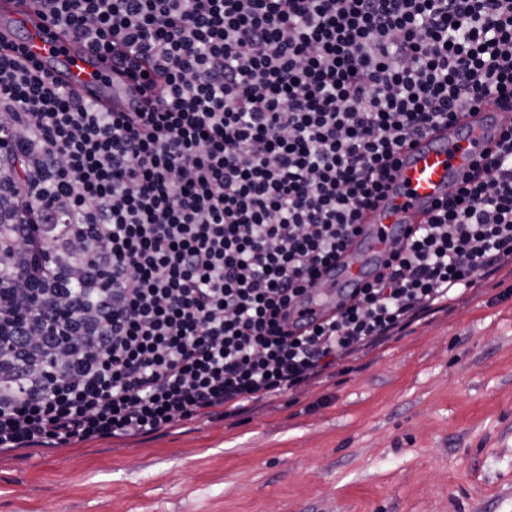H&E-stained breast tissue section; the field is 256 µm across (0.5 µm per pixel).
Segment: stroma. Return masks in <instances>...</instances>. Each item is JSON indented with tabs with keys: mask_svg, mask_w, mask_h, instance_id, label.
I'll list each match as a JSON object with an SVG mask.
<instances>
[{
	"mask_svg": "<svg viewBox=\"0 0 512 512\" xmlns=\"http://www.w3.org/2000/svg\"><path fill=\"white\" fill-rule=\"evenodd\" d=\"M510 285L237 418L0 452V512H512Z\"/></svg>",
	"mask_w": 512,
	"mask_h": 512,
	"instance_id": "35a3bbf8",
	"label": "stroma"
}]
</instances>
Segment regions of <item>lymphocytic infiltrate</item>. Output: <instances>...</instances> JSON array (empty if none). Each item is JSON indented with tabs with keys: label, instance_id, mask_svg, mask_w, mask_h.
<instances>
[{
	"label": "lymphocytic infiltrate",
	"instance_id": "1",
	"mask_svg": "<svg viewBox=\"0 0 512 512\" xmlns=\"http://www.w3.org/2000/svg\"><path fill=\"white\" fill-rule=\"evenodd\" d=\"M35 3L162 89L103 112L0 43V450L240 415L512 264L511 122L334 314L288 323L404 146L512 106V0Z\"/></svg>",
	"mask_w": 512,
	"mask_h": 512
}]
</instances>
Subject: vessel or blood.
<instances>
[{"instance_id":"obj_1","label":"vessel or blood","mask_w":512,"mask_h":512,"mask_svg":"<svg viewBox=\"0 0 512 512\" xmlns=\"http://www.w3.org/2000/svg\"><path fill=\"white\" fill-rule=\"evenodd\" d=\"M20 27L24 54L54 71L70 89L103 108L131 110L134 87L105 81L106 65L92 49L64 54L69 44L64 29L31 13L22 16ZM503 119L497 96L488 95L476 107L466 109L456 125L433 129L416 144L403 148L396 179L366 212L360 233L336 268L324 274L323 292L296 308L291 322L301 325L333 314L348 289L371 277L406 228L433 214L449 186L497 140Z\"/></svg>"}]
</instances>
